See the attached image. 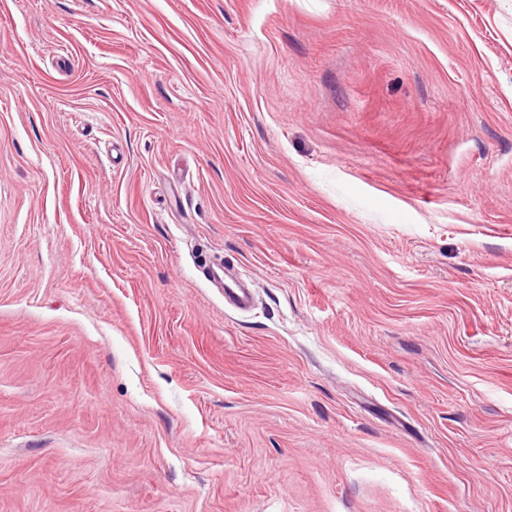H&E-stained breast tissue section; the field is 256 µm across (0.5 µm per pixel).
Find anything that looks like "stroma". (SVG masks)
Returning a JSON list of instances; mask_svg holds the SVG:
<instances>
[{
  "mask_svg": "<svg viewBox=\"0 0 512 512\" xmlns=\"http://www.w3.org/2000/svg\"><path fill=\"white\" fill-rule=\"evenodd\" d=\"M0 512H512V0H0ZM213 276L224 288V302L238 310H247L253 302V289L242 284L224 271L222 266L213 271Z\"/></svg>",
  "mask_w": 512,
  "mask_h": 512,
  "instance_id": "stroma-1",
  "label": "stroma"
}]
</instances>
